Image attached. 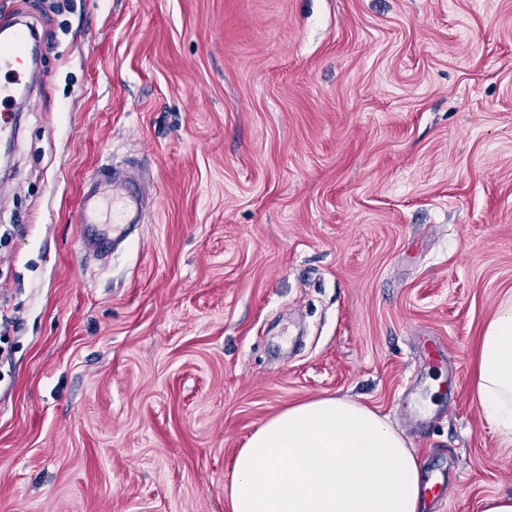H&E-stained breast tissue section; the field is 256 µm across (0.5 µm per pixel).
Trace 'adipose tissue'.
Here are the masks:
<instances>
[{
	"mask_svg": "<svg viewBox=\"0 0 512 512\" xmlns=\"http://www.w3.org/2000/svg\"><path fill=\"white\" fill-rule=\"evenodd\" d=\"M475 390L486 419L512 440V298L480 338ZM421 472L379 413L322 396L288 405L249 436L224 497L231 512H425Z\"/></svg>",
	"mask_w": 512,
	"mask_h": 512,
	"instance_id": "1",
	"label": "adipose tissue"
}]
</instances>
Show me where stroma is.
<instances>
[{
  "instance_id": "stroma-1",
  "label": "stroma",
  "mask_w": 512,
  "mask_h": 512,
  "mask_svg": "<svg viewBox=\"0 0 512 512\" xmlns=\"http://www.w3.org/2000/svg\"><path fill=\"white\" fill-rule=\"evenodd\" d=\"M19 13L47 81L0 172V512H230L236 448L319 395L403 433L449 487L428 512L512 494L475 394L512 295V0ZM107 164L150 196L103 260L76 215Z\"/></svg>"
}]
</instances>
